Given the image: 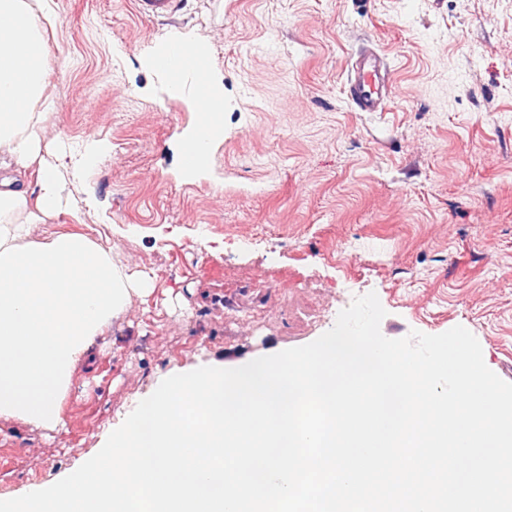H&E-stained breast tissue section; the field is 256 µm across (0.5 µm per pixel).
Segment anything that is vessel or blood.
<instances>
[{
	"label": "vessel or blood",
	"instance_id": "1",
	"mask_svg": "<svg viewBox=\"0 0 512 512\" xmlns=\"http://www.w3.org/2000/svg\"><path fill=\"white\" fill-rule=\"evenodd\" d=\"M348 95L357 111H384L390 98L386 63L382 52L368 46L360 51L347 79Z\"/></svg>",
	"mask_w": 512,
	"mask_h": 512
}]
</instances>
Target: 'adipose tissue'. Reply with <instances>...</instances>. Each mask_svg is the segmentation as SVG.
<instances>
[{
    "instance_id": "obj_1",
    "label": "adipose tissue",
    "mask_w": 512,
    "mask_h": 512,
    "mask_svg": "<svg viewBox=\"0 0 512 512\" xmlns=\"http://www.w3.org/2000/svg\"><path fill=\"white\" fill-rule=\"evenodd\" d=\"M49 10V0H0V167L16 170L0 178V415L54 427L74 368L132 295L148 294L152 285L86 236L26 239L28 225L68 205L56 168L33 164L42 125L56 108L45 94L50 47L42 19ZM145 63L164 76L167 97L189 100L197 112L179 153L186 172L203 170L224 131V87L210 75L205 51L177 38ZM32 166L31 184L22 172Z\"/></svg>"
}]
</instances>
